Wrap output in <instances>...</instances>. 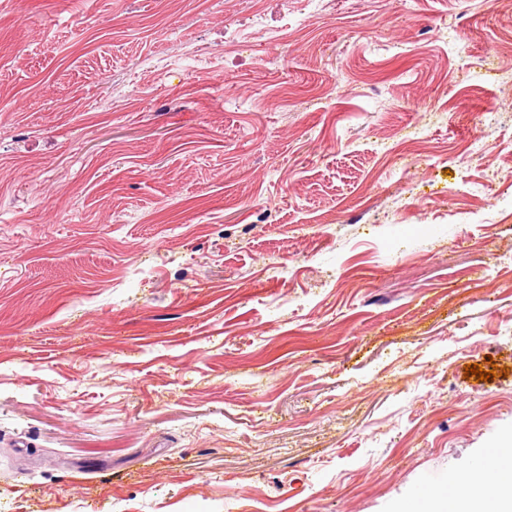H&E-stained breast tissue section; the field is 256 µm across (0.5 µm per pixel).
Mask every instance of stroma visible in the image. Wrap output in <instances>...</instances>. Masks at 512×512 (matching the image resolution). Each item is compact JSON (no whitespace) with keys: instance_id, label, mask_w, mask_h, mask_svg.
Listing matches in <instances>:
<instances>
[{"instance_id":"obj_1","label":"stroma","mask_w":512,"mask_h":512,"mask_svg":"<svg viewBox=\"0 0 512 512\" xmlns=\"http://www.w3.org/2000/svg\"><path fill=\"white\" fill-rule=\"evenodd\" d=\"M510 430L512 0H0V512H394Z\"/></svg>"}]
</instances>
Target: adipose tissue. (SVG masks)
Here are the masks:
<instances>
[{"label": "adipose tissue", "mask_w": 512, "mask_h": 512, "mask_svg": "<svg viewBox=\"0 0 512 512\" xmlns=\"http://www.w3.org/2000/svg\"><path fill=\"white\" fill-rule=\"evenodd\" d=\"M502 452L492 468L497 473L495 485H487L483 476H475L472 484L477 492L460 498L437 492L416 503V512H512V433L497 442Z\"/></svg>", "instance_id": "obj_1"}]
</instances>
